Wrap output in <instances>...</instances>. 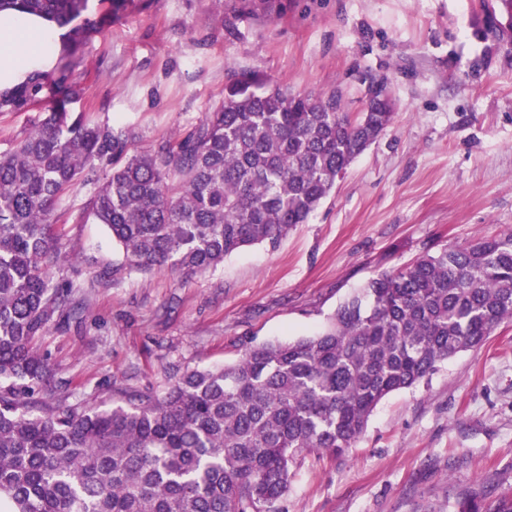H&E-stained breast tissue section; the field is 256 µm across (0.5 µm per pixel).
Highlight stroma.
Here are the masks:
<instances>
[{"instance_id":"obj_1","label":"stroma","mask_w":512,"mask_h":512,"mask_svg":"<svg viewBox=\"0 0 512 512\" xmlns=\"http://www.w3.org/2000/svg\"><path fill=\"white\" fill-rule=\"evenodd\" d=\"M484 0H88L63 32L77 97L68 111L140 150L186 136L256 72L292 94L341 89L361 112L385 81L393 122L277 246L240 250L203 274L129 269L93 189L56 205L79 314L38 342L52 383L97 407L112 391L162 392L176 370L237 361L254 342L319 333L377 273L426 250L512 231V45L484 34ZM52 101L0 109V154ZM486 508L512 493V322L383 399L345 456L299 457L284 512H448L452 493Z\"/></svg>"}]
</instances>
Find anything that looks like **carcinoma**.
I'll list each match as a JSON object with an SVG mask.
<instances>
[{
	"instance_id": "1",
	"label": "carcinoma",
	"mask_w": 512,
	"mask_h": 512,
	"mask_svg": "<svg viewBox=\"0 0 512 512\" xmlns=\"http://www.w3.org/2000/svg\"><path fill=\"white\" fill-rule=\"evenodd\" d=\"M87 0H0V11L75 24ZM512 33V0L486 18ZM49 75L0 99L20 110ZM353 118L334 89L288 94L250 74L189 135L154 152L62 107L0 155V512H280L300 454L344 455L388 395L512 322V232L474 236L381 272L346 297L320 334L264 342L232 363L191 369L161 393L125 390L88 409L56 396L36 346L71 312L55 205L93 187L90 215L132 269L213 270L305 224L392 123ZM448 512H486L475 494Z\"/></svg>"
}]
</instances>
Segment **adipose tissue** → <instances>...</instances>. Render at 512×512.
Segmentation results:
<instances>
[{
	"label": "adipose tissue",
	"instance_id": "ef3b65f1",
	"mask_svg": "<svg viewBox=\"0 0 512 512\" xmlns=\"http://www.w3.org/2000/svg\"><path fill=\"white\" fill-rule=\"evenodd\" d=\"M62 50L55 23L46 18L0 11V94L12 91L38 71H48Z\"/></svg>",
	"mask_w": 512,
	"mask_h": 512
}]
</instances>
